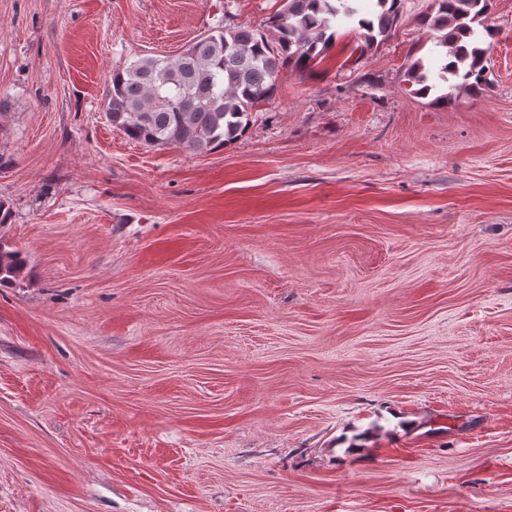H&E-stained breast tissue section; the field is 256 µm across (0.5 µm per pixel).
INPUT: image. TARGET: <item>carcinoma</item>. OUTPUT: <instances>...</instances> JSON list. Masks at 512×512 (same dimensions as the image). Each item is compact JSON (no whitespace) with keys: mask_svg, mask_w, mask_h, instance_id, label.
<instances>
[{"mask_svg":"<svg viewBox=\"0 0 512 512\" xmlns=\"http://www.w3.org/2000/svg\"><path fill=\"white\" fill-rule=\"evenodd\" d=\"M402 0H375L361 14L359 0H284L269 17L272 38L248 28L222 27L167 57L143 56L112 73L106 115L113 126L147 147L178 146L202 153L222 148L242 135L256 108L270 100L282 69L311 72L324 61L335 33L332 22L357 20L365 52L392 34ZM437 10L421 23L440 33L448 48L443 70L457 79L436 101L455 91L473 93L487 85L486 49L474 24L490 0H435ZM415 94L427 96L430 83L423 60L407 68ZM24 268L20 252L0 244V284L14 283Z\"/></svg>","mask_w":512,"mask_h":512,"instance_id":"1","label":"carcinoma"}]
</instances>
